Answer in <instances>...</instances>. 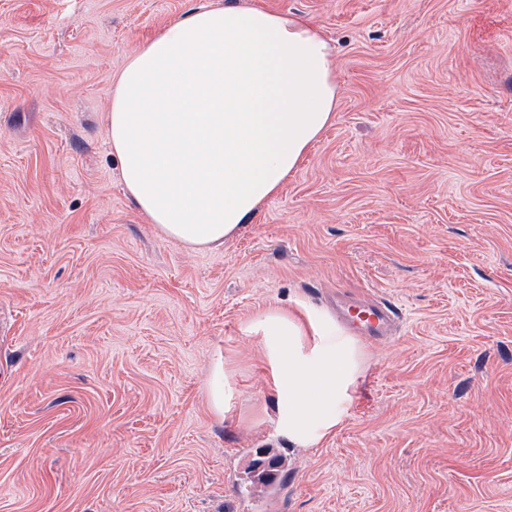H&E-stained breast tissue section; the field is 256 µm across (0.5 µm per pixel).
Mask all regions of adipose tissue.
I'll list each match as a JSON object with an SVG mask.
<instances>
[{
    "instance_id": "obj_1",
    "label": "adipose tissue",
    "mask_w": 512,
    "mask_h": 512,
    "mask_svg": "<svg viewBox=\"0 0 512 512\" xmlns=\"http://www.w3.org/2000/svg\"><path fill=\"white\" fill-rule=\"evenodd\" d=\"M336 68L322 26L262 8H199L147 40L112 85L108 134L121 181L157 231L213 249L277 196L331 125ZM261 337L272 421L290 442L333 435L363 373L328 316L271 307Z\"/></svg>"
}]
</instances>
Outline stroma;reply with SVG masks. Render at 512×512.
I'll return each mask as SVG.
<instances>
[{"label":"stroma","mask_w":512,"mask_h":512,"mask_svg":"<svg viewBox=\"0 0 512 512\" xmlns=\"http://www.w3.org/2000/svg\"><path fill=\"white\" fill-rule=\"evenodd\" d=\"M253 5L324 26L336 118L192 250L123 187L112 83L190 10ZM340 294L399 324L298 447L244 326ZM0 512H512V0H0ZM229 390V372L223 361L219 360L213 367L208 387V400L212 410L224 415ZM266 450H259L255 452V458L249 462L248 468L254 477L258 479H272L274 474L271 472L279 471V468L285 466V459L282 455L265 456ZM262 455V456H261Z\"/></svg>","instance_id":"1"}]
</instances>
